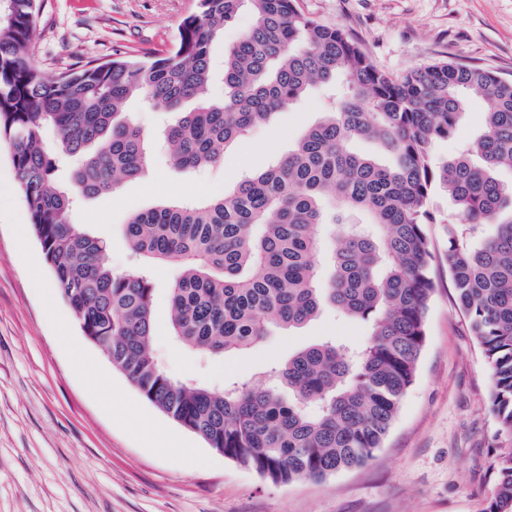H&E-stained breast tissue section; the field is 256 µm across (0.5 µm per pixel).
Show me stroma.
Wrapping results in <instances>:
<instances>
[{
	"label": "stroma",
	"mask_w": 512,
	"mask_h": 512,
	"mask_svg": "<svg viewBox=\"0 0 512 512\" xmlns=\"http://www.w3.org/2000/svg\"><path fill=\"white\" fill-rule=\"evenodd\" d=\"M197 0H43L32 59L48 74L92 60L170 51ZM303 12L345 27L379 67L399 75L437 60L512 78V0H299ZM322 94L275 114L224 161L173 171L163 115L131 104L148 134L150 165L117 193L85 199L75 221L104 239L114 271L131 264L127 218L163 200L223 194L243 173L287 153L316 122ZM471 103L453 133L436 140L444 161L482 132ZM428 225L435 292L416 378L383 445L363 466L325 479L274 485L219 454L147 402L82 335L30 226L10 153L0 148V512H483L490 468L503 448L488 407L490 371L453 303L448 222L456 206L434 188ZM153 348L168 373L213 386L265 382L274 362L327 338L360 346L368 324L324 311L294 330L223 359L198 356L172 335V266L157 263Z\"/></svg>",
	"instance_id": "1"
}]
</instances>
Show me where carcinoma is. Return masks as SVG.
Returning a JSON list of instances; mask_svg holds the SVG:
<instances>
[{
    "label": "carcinoma",
    "mask_w": 512,
    "mask_h": 512,
    "mask_svg": "<svg viewBox=\"0 0 512 512\" xmlns=\"http://www.w3.org/2000/svg\"><path fill=\"white\" fill-rule=\"evenodd\" d=\"M245 2L254 21L224 49V97L214 99L212 46ZM38 16L39 0H0V143L82 335L145 400L275 485L366 463L395 422L424 347L435 290L427 200L438 183L457 208L447 255L455 304L491 372L489 409L512 440V184L497 177L512 169L511 78L448 61L393 75L298 0H198L166 55L49 77L30 53ZM338 79L347 92L288 155L220 196L132 215L122 227L136 259L130 269L113 271L105 241L72 222L78 199L115 193L148 165L130 100L179 115L165 130L169 162L200 170ZM473 101L485 105L482 133L436 163L433 142ZM47 127L59 131L54 148ZM361 140L376 153H357ZM338 209L368 213L377 231L340 223ZM487 224L495 232L472 247L470 235ZM155 263L177 269L173 336L201 355L245 351L269 327L298 328L326 307L370 324L369 338L355 352L328 340L305 347L272 368L274 388L175 380L153 351ZM483 512H512V448L496 460Z\"/></svg>",
    "instance_id": "1"
}]
</instances>
